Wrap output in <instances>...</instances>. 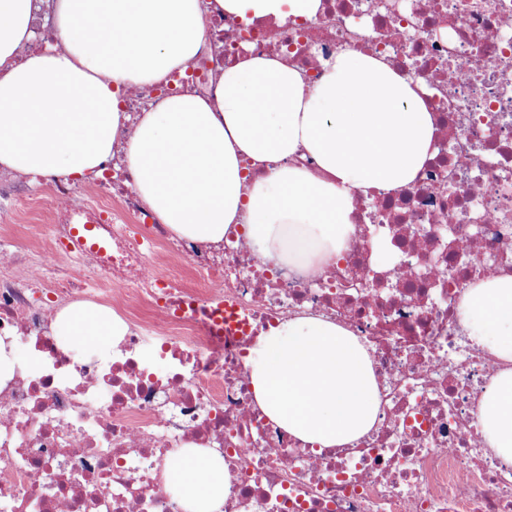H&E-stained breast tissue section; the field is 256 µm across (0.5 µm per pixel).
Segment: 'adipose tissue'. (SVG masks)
<instances>
[{
  "label": "adipose tissue",
  "mask_w": 512,
  "mask_h": 512,
  "mask_svg": "<svg viewBox=\"0 0 512 512\" xmlns=\"http://www.w3.org/2000/svg\"><path fill=\"white\" fill-rule=\"evenodd\" d=\"M244 17L315 16L319 0H223ZM32 0H0V172L71 180L99 170L124 142L134 188L174 237L223 241L242 225L261 256L295 254L311 272L340 256L353 197L412 183L434 152L423 84L383 58L340 51L307 84L275 57L225 67L216 101L183 93L130 116L119 96L194 58L208 27L198 0H57L59 41L28 50ZM306 153L316 170L293 165ZM263 172L248 178L243 160ZM471 343L502 367L483 392V439L512 462V273L471 285L458 311ZM60 340L122 335L110 308L59 314ZM246 366L259 408L303 442L344 447L367 435L379 388L367 347L342 325L298 315L263 332ZM168 484L189 512H220L224 461L188 450Z\"/></svg>",
  "instance_id": "adipose-tissue-1"
}]
</instances>
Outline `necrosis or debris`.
<instances>
[{
    "instance_id": "4bbe7bcc",
    "label": "necrosis or debris",
    "mask_w": 512,
    "mask_h": 512,
    "mask_svg": "<svg viewBox=\"0 0 512 512\" xmlns=\"http://www.w3.org/2000/svg\"><path fill=\"white\" fill-rule=\"evenodd\" d=\"M199 5L209 34L191 63L127 90V111L215 98L244 55L312 84L351 49L425 85L437 152L410 186L355 196L348 248L315 276L265 260L237 226L218 244L173 237L133 190L122 147L88 186L52 180V248L0 280V347L28 350L0 384V512H185L166 468L190 448L223 458L222 512H512V463L485 448L479 418L501 364L456 316L471 284L512 272V0H321L315 17L283 20ZM91 189L116 208L93 209ZM74 228L96 246L77 262L64 253ZM159 245L190 264L194 287L148 262ZM111 283L113 311L143 306L148 320L127 318L104 352L57 343V313ZM302 313L370 350L380 408L352 445L302 443L253 399L249 348Z\"/></svg>"
}]
</instances>
